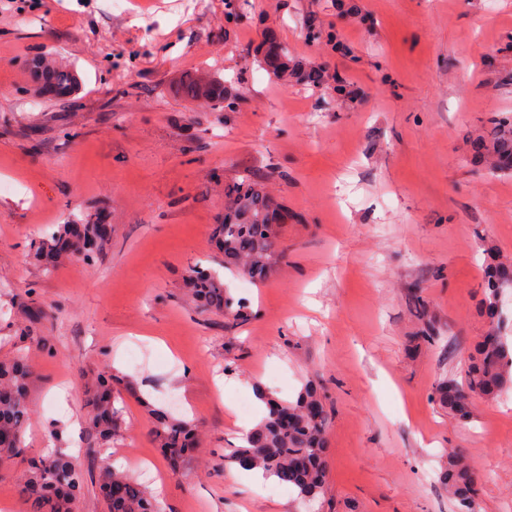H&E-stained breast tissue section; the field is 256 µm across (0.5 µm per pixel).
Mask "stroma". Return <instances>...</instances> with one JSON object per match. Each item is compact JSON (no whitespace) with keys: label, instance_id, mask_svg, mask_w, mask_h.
<instances>
[{"label":"stroma","instance_id":"stroma-1","mask_svg":"<svg viewBox=\"0 0 512 512\" xmlns=\"http://www.w3.org/2000/svg\"><path fill=\"white\" fill-rule=\"evenodd\" d=\"M345 4L357 14L248 0L228 26L224 0H0V360L27 355L35 373L24 452L0 474L10 512H25L31 460L70 445L50 423H87L85 392L105 371L134 384L111 457L151 456L160 479L146 488L164 512H455L440 480L453 449L480 476L477 512H512V390L473 397L464 419L434 399L487 332L486 248L512 258V175L467 144L512 110V0ZM311 14L335 44L305 38ZM269 32L354 100L278 82L251 57ZM39 56L73 68L78 89L38 95L26 64ZM205 65L236 111L176 94ZM246 177L288 211L284 254L259 284L223 270L211 244L225 184ZM89 215L112 227L94 262L34 259L36 240ZM197 265L220 272L247 321L200 312L184 286ZM309 382L329 419L327 480L304 503L222 451L241 442L239 398L288 401ZM150 403L200 427L178 467L151 441ZM101 455L82 434L76 512H104Z\"/></svg>","mask_w":512,"mask_h":512}]
</instances>
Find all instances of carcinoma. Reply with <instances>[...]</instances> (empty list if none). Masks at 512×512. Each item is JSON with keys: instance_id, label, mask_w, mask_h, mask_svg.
<instances>
[{"instance_id": "obj_1", "label": "carcinoma", "mask_w": 512, "mask_h": 512, "mask_svg": "<svg viewBox=\"0 0 512 512\" xmlns=\"http://www.w3.org/2000/svg\"><path fill=\"white\" fill-rule=\"evenodd\" d=\"M260 62L283 82H303L326 87L336 82V93L343 92L340 79L322 68H303L288 46L270 40L261 51ZM30 68L37 92L49 85L67 97L78 86V77L70 69L59 67L39 57ZM176 92L187 100L201 101L215 109L233 112L238 98L228 93L224 77L203 68L176 85ZM490 131L474 141L475 150L493 160L499 173L512 172V118L492 116ZM224 221L214 225L212 238L224 256V268L235 270L253 282H262L270 274L276 252L277 224L282 216L278 206L258 180L228 183L224 186ZM109 241L101 225L61 224L43 237L34 256L48 263L57 261L61 252L90 262ZM185 286L204 311H221L244 322L248 314L240 300L234 299L224 280L215 272L195 266L185 278ZM512 294V265L497 263L487 273L482 307L495 323L492 333L482 338L470 356L464 381L449 382L436 389V401L448 412L465 417L468 401L473 396L494 398L512 388V318L503 312L504 299ZM33 371L28 360L19 356L0 361V468L22 454V436L28 419L27 394ZM127 384L123 377L101 374L86 391L89 408L88 431L98 444L105 446L120 429L122 407L118 387ZM266 412L245 438V443L229 449L224 461L246 470L260 469L268 477L286 485L303 500L320 496L326 484L325 453L327 415L317 388L307 383L292 401L258 392ZM151 430L155 447L164 449L170 459L186 454L197 442L196 428L191 423L167 412L150 407ZM444 482L460 506L459 512H476L479 477L458 454L448 456ZM96 483L103 493L105 512H161L158 502L130 473L115 468H102ZM83 489V478L71 456L58 452L45 459L34 460L20 488L28 512H74Z\"/></svg>"}]
</instances>
